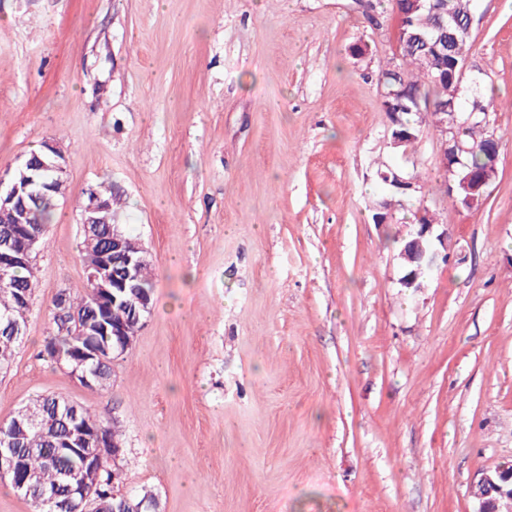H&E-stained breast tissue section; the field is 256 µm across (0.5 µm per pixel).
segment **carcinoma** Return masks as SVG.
<instances>
[{
  "mask_svg": "<svg viewBox=\"0 0 512 512\" xmlns=\"http://www.w3.org/2000/svg\"><path fill=\"white\" fill-rule=\"evenodd\" d=\"M398 18V43L400 62H389L380 67L378 80L390 88L397 82H405L418 97V102L406 98L400 102L394 98L382 99V107L390 121V135H402L406 144L418 140L421 126L433 129L438 138L444 137L447 123L452 117L447 113L448 102L456 105L458 123L454 125L459 142L464 147V168L459 175L468 172L493 174L498 161L486 148L494 129L474 119L466 122L472 111L468 101L461 98L463 81L455 63L469 56L472 48V30L466 22L472 0H392ZM395 170L387 167L377 170V177L387 190L379 207L394 213V222L406 210L409 193L395 190L389 183ZM32 195H24L27 218L24 224H13L8 216L0 217V242H16L24 234L40 233L47 241V226L51 223L58 196L36 183L28 188ZM112 247V225L98 224L92 229V239H83L80 251L82 261H87L90 251ZM37 279L35 264L20 266L12 271L11 285L0 286V370L11 366L13 357L24 342L25 332L12 335L8 332V317L22 318L29 315ZM66 300L56 297L50 312V334L45 337L43 354L57 366L69 371L75 366L76 350L94 342L100 357L83 365L90 375L99 378L95 385L100 390L110 386L112 361L125 350L116 348L112 336V324L125 325L127 335H137L141 325L129 320V313L137 299H153V281L150 265L138 272L136 288L118 296L112 313L105 315L100 308L96 286L86 280L84 289H63ZM86 335H76L77 327ZM30 404L39 414L41 426H36L15 414L0 421V450L13 454L20 472L33 473L38 481L31 495L45 501L44 512H86L87 502L78 492H71L68 476L74 470H84L87 485H98L103 492L113 493L119 488V473L123 464L114 465L105 459L94 469L83 467L81 449L65 445L67 429L77 425L88 431L100 432L113 444L123 443L118 422L92 412L80 403L65 401L52 395H40Z\"/></svg>",
  "mask_w": 512,
  "mask_h": 512,
  "instance_id": "carcinoma-1",
  "label": "carcinoma"
}]
</instances>
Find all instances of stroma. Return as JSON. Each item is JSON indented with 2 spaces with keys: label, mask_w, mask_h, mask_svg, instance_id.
<instances>
[{
  "label": "stroma",
  "mask_w": 512,
  "mask_h": 512,
  "mask_svg": "<svg viewBox=\"0 0 512 512\" xmlns=\"http://www.w3.org/2000/svg\"><path fill=\"white\" fill-rule=\"evenodd\" d=\"M0 0V169L65 156L0 421L40 394L119 420L122 493L156 512H475L512 459V0H474L467 77L501 140L487 200L448 197L431 127L391 145L389 0ZM366 46L364 56L351 48ZM387 165L448 227L401 284L414 224H377ZM120 197L154 299L92 391L43 357L79 288L89 189Z\"/></svg>",
  "instance_id": "stroma-1"
}]
</instances>
